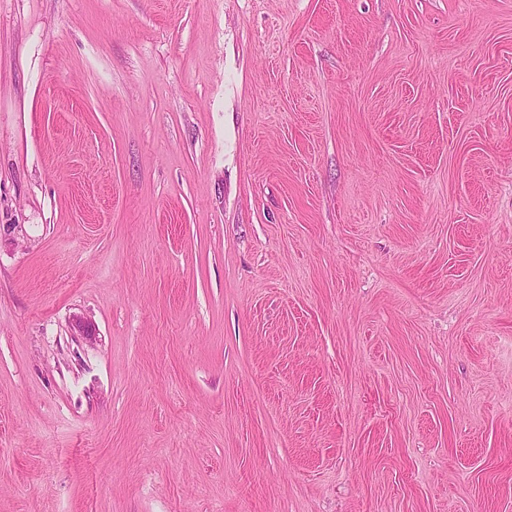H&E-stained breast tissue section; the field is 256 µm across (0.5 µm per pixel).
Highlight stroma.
<instances>
[{
    "label": "stroma",
    "mask_w": 512,
    "mask_h": 512,
    "mask_svg": "<svg viewBox=\"0 0 512 512\" xmlns=\"http://www.w3.org/2000/svg\"><path fill=\"white\" fill-rule=\"evenodd\" d=\"M0 512H512V0H0Z\"/></svg>",
    "instance_id": "obj_1"
}]
</instances>
